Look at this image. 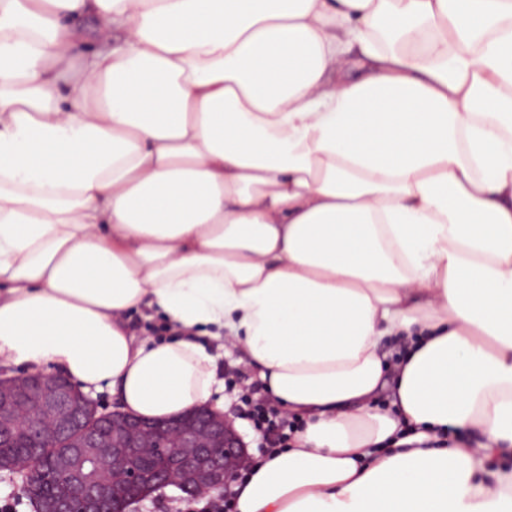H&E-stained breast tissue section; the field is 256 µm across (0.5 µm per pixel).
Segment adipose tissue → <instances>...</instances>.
<instances>
[{"label": "adipose tissue", "instance_id": "1", "mask_svg": "<svg viewBox=\"0 0 512 512\" xmlns=\"http://www.w3.org/2000/svg\"><path fill=\"white\" fill-rule=\"evenodd\" d=\"M224 339L305 422L237 512H512V0H0V366L167 420Z\"/></svg>", "mask_w": 512, "mask_h": 512}]
</instances>
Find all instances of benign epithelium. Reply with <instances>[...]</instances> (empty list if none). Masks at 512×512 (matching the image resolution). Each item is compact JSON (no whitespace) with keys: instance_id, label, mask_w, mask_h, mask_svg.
<instances>
[{"instance_id":"1","label":"benign epithelium","mask_w":512,"mask_h":512,"mask_svg":"<svg viewBox=\"0 0 512 512\" xmlns=\"http://www.w3.org/2000/svg\"><path fill=\"white\" fill-rule=\"evenodd\" d=\"M33 409L26 421L30 436H41L40 427L52 424L66 434L82 423L85 413L98 411L90 395L70 400L68 389L46 375L28 390ZM17 393L0 389V440L14 418ZM192 424L166 422L151 427L140 418L102 413L99 419L114 426L120 442H105L89 428L58 457L73 493L65 497H33L36 512H100L110 498L128 505L149 498L155 491L173 486L195 497L227 487L248 459L247 445L228 417L205 407L195 412Z\"/></svg>"}]
</instances>
